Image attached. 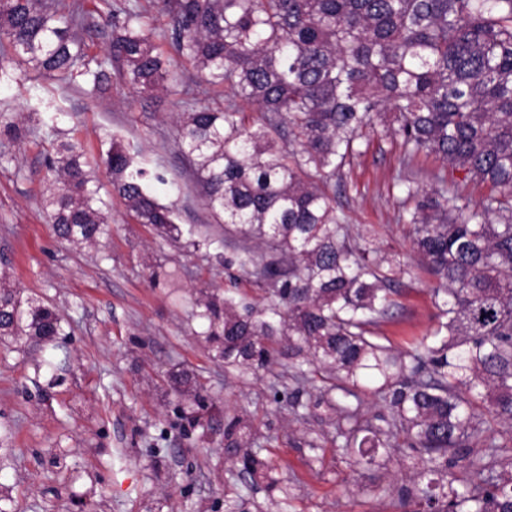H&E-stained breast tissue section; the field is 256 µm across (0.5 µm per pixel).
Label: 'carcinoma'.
Masks as SVG:
<instances>
[{
  "mask_svg": "<svg viewBox=\"0 0 512 512\" xmlns=\"http://www.w3.org/2000/svg\"><path fill=\"white\" fill-rule=\"evenodd\" d=\"M169 18L177 58L164 56L131 0H112L105 59L88 54L71 26L88 25L81 0H0V88L30 73L105 90V64L134 92L181 96L182 153L224 239L187 240L194 251L224 247V269L262 292L204 295L194 318L224 368L254 373L287 360L297 385L321 382L317 403L334 415L338 448L358 449L357 471L386 457L413 460L416 480L400 490L412 512H512V472L496 452L512 443V0H155ZM183 62L229 92L224 108H197L182 84ZM260 112L249 121L241 103ZM382 112L393 114L400 147L397 186L419 261L438 281L429 334L397 352L373 328L396 307L393 284L406 272L377 231L356 234L336 210L327 183L356 153ZM0 133L20 139L12 113ZM421 153L443 163L426 190L406 174ZM130 145L99 155L71 140L47 154L43 209L74 246L109 240L111 202L100 171L138 224L164 238L183 231L159 202ZM463 180L486 183L477 206ZM255 246H250V243ZM62 331L54 309L24 303L0 286V336L50 343ZM168 392L203 408L187 372L168 375ZM384 410L361 418L362 396ZM502 429L489 427L490 422ZM478 441L483 452H473ZM224 445L242 469L275 488L274 465L244 415L224 424ZM466 462L461 486L448 469Z\"/></svg>",
  "mask_w": 512,
  "mask_h": 512,
  "instance_id": "carcinoma-1",
  "label": "carcinoma"
}]
</instances>
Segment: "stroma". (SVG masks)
Wrapping results in <instances>:
<instances>
[{"instance_id": "stroma-1", "label": "stroma", "mask_w": 512, "mask_h": 512, "mask_svg": "<svg viewBox=\"0 0 512 512\" xmlns=\"http://www.w3.org/2000/svg\"><path fill=\"white\" fill-rule=\"evenodd\" d=\"M1 106L27 134L0 137V269L22 299L56 308L64 334L50 344L0 336V512H225L230 503L243 512H403L398 490L410 480L397 463L357 476L351 455L331 441L324 408L295 415L272 402L271 384L293 385L284 361L241 377L195 335L198 290L231 283L215 256L157 236L117 198L105 244L76 249L56 237L42 208L43 161L62 131L95 153L113 140L138 147L140 166L164 172L150 190L175 205L182 229L223 238L181 151L177 96L145 97L115 77L98 95L40 78L0 91ZM391 122L382 114L329 192L352 231L375 225L384 246L410 255ZM159 264L180 268V300L152 285ZM435 285L412 259L378 327L393 347L432 329ZM178 371L209 397L199 420L168 392L166 376ZM237 414L266 436L261 456L283 491L240 476L224 445V420ZM312 438L318 448L308 447Z\"/></svg>"}]
</instances>
